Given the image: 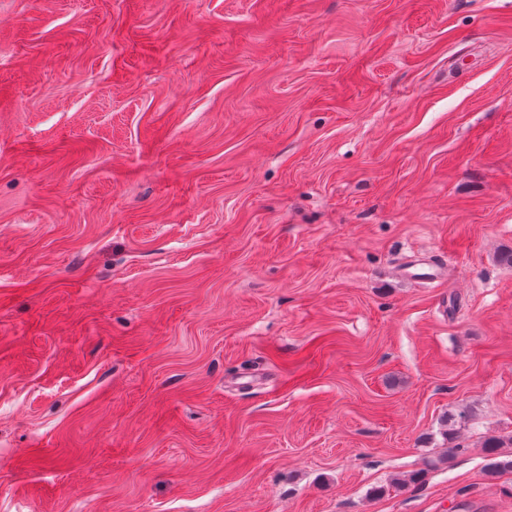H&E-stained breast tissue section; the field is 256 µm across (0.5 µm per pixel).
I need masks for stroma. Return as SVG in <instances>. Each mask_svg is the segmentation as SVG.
I'll list each match as a JSON object with an SVG mask.
<instances>
[{
  "label": "stroma",
  "mask_w": 512,
  "mask_h": 512,
  "mask_svg": "<svg viewBox=\"0 0 512 512\" xmlns=\"http://www.w3.org/2000/svg\"><path fill=\"white\" fill-rule=\"evenodd\" d=\"M510 250L512 0H0V512H512ZM503 442L497 439H490L484 445L485 473L487 476L497 478L502 474L512 473V452H506Z\"/></svg>",
  "instance_id": "obj_1"
}]
</instances>
